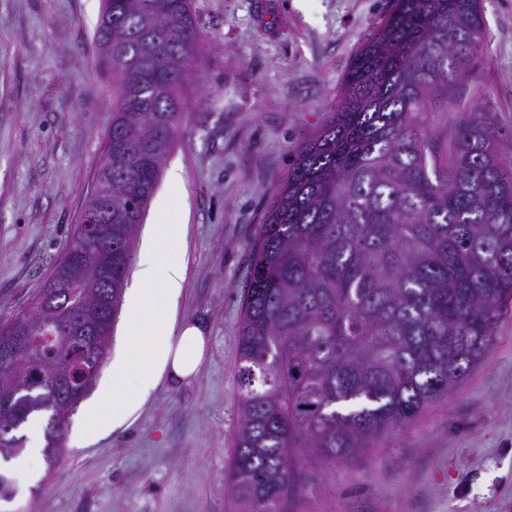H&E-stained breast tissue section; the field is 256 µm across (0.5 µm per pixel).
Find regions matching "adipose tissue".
<instances>
[{"instance_id":"obj_1","label":"adipose tissue","mask_w":512,"mask_h":512,"mask_svg":"<svg viewBox=\"0 0 512 512\" xmlns=\"http://www.w3.org/2000/svg\"><path fill=\"white\" fill-rule=\"evenodd\" d=\"M185 231L181 224H160L145 242L135 285L125 296L127 341L112 360V388L84 405L72 431L73 446L89 435L133 423L160 384H177L197 374L207 338L180 313L185 269L176 257H158L164 241L182 240Z\"/></svg>"}]
</instances>
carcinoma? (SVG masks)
<instances>
[{
	"instance_id": "carcinoma-1",
	"label": "carcinoma",
	"mask_w": 512,
	"mask_h": 512,
	"mask_svg": "<svg viewBox=\"0 0 512 512\" xmlns=\"http://www.w3.org/2000/svg\"><path fill=\"white\" fill-rule=\"evenodd\" d=\"M112 4V71L121 96L102 165H112V243L74 236L66 254L112 250L117 314L138 224L158 184L181 114L179 89L201 34L192 0ZM482 0H395L357 51L336 107L293 152L253 246L239 333V420L228 481L251 512H280L302 487L300 464L359 456L380 435L415 420L491 351L512 311V160L476 106L439 154L426 114L448 108L456 84L483 54ZM52 275L30 311L0 321V340L44 312L45 285L64 304L76 296ZM82 345L48 336L19 352L12 376L40 363L76 364ZM17 434L46 418L49 469L63 454L52 391Z\"/></svg>"
}]
</instances>
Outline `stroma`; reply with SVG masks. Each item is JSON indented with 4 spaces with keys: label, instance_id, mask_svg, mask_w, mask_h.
<instances>
[{
    "label": "stroma",
    "instance_id": "stroma-1",
    "mask_svg": "<svg viewBox=\"0 0 512 512\" xmlns=\"http://www.w3.org/2000/svg\"><path fill=\"white\" fill-rule=\"evenodd\" d=\"M392 0H193L202 34L158 186L138 227L183 224L180 312L208 336L196 377L161 385L128 428L66 446L0 512H245L224 481L237 425L238 330L267 203L295 147L336 104ZM484 56L447 109V149L487 105L512 159V0H484ZM102 0H0V320L28 309L79 224L119 82L95 39ZM179 168L182 182L171 186ZM284 512H512V317L488 355L410 425L358 458L308 466Z\"/></svg>",
    "mask_w": 512,
    "mask_h": 512
}]
</instances>
